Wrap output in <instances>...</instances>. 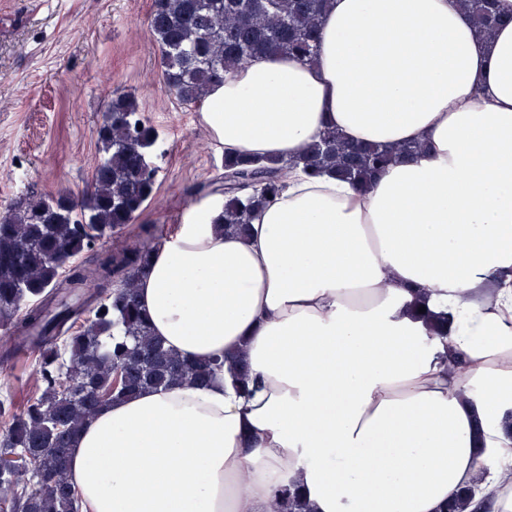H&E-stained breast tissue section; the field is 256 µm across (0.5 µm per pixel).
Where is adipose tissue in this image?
Segmentation results:
<instances>
[{"instance_id": "ef3b65f1", "label": "adipose tissue", "mask_w": 512, "mask_h": 512, "mask_svg": "<svg viewBox=\"0 0 512 512\" xmlns=\"http://www.w3.org/2000/svg\"><path fill=\"white\" fill-rule=\"evenodd\" d=\"M225 152L289 159L329 128L425 153L363 187L288 174L247 236L224 201L152 251L136 300L163 344L228 371L112 400L68 459L83 512H512V24L458 0H328L314 62L267 55L199 112ZM450 317L437 332L419 308ZM462 7L468 12L477 33L489 38L502 22L496 11V0H460Z\"/></svg>"}]
</instances>
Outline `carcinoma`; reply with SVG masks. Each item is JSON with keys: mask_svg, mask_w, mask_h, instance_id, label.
<instances>
[{"mask_svg": "<svg viewBox=\"0 0 512 512\" xmlns=\"http://www.w3.org/2000/svg\"><path fill=\"white\" fill-rule=\"evenodd\" d=\"M327 0H152L149 26L161 56V78L181 105L197 108L232 70L263 55L313 61ZM485 38L502 22L496 0H460ZM156 134L137 98L117 93L99 129L102 156L89 198L80 208L61 192L31 194L0 218V329L10 346L3 358L40 352L41 394L0 431V490L22 491L10 512H79L68 477L72 440L112 397H129L176 382L203 386L218 364L189 362L151 334L138 306L136 276L153 247H125L62 275L67 263L104 237L121 234L150 199L158 167H147ZM423 145L345 143L329 130L304 155L260 163L224 156L219 223L245 235L255 213L276 197L288 171L324 169L364 185ZM274 512H310L293 491H282Z\"/></svg>", "mask_w": 512, "mask_h": 512, "instance_id": "cac0c4a2", "label": "carcinoma"}]
</instances>
